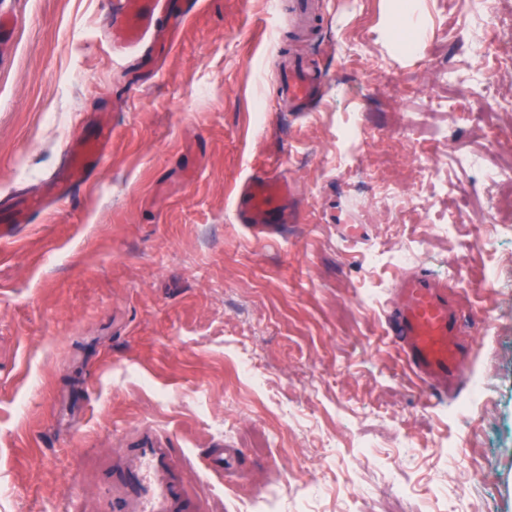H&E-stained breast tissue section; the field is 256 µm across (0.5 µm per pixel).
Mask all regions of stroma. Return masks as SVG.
Here are the masks:
<instances>
[{
	"label": "stroma",
	"instance_id": "35a3bbf8",
	"mask_svg": "<svg viewBox=\"0 0 512 512\" xmlns=\"http://www.w3.org/2000/svg\"><path fill=\"white\" fill-rule=\"evenodd\" d=\"M116 6L0 0V213L47 196L70 142L112 131L86 185L0 242V512H85L68 489L141 431L174 448L201 512L272 485L276 512H392L396 492L407 512H512V199L453 156L512 146V34L488 98L457 87L437 139L438 76L470 68V0H417L406 52L392 0H316L301 31L290 0H203L171 46L165 0L120 54ZM291 53L322 74L303 114L278 99ZM264 167L301 204L257 239L233 200ZM382 183L415 212L388 211ZM460 192L483 212L440 233L425 208ZM415 241L473 344L445 394L386 335L391 251ZM211 448L240 449L233 478L206 469Z\"/></svg>",
	"mask_w": 512,
	"mask_h": 512
}]
</instances>
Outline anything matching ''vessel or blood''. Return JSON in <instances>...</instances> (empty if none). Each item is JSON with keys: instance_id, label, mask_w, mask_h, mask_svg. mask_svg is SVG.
Returning <instances> with one entry per match:
<instances>
[{"instance_id": "b4317fda", "label": "vessel or blood", "mask_w": 512, "mask_h": 512, "mask_svg": "<svg viewBox=\"0 0 512 512\" xmlns=\"http://www.w3.org/2000/svg\"><path fill=\"white\" fill-rule=\"evenodd\" d=\"M161 0H124L112 17L113 50L140 43L154 26ZM318 77L300 62L281 75V93L293 103H304ZM108 134L73 141L66 149L67 166L52 180L56 200L67 199L85 185L103 158ZM300 200L288 179L273 173L253 175L235 199L236 217L256 233L267 234L280 225L297 222ZM387 333L402 348L406 364L445 392L463 377L472 346L464 337L460 317L448 300L445 284L425 271L401 278L386 314ZM173 449L142 435L136 444L118 449L111 470L102 473L95 497H107L111 512H199L198 499L173 464Z\"/></svg>"}]
</instances>
